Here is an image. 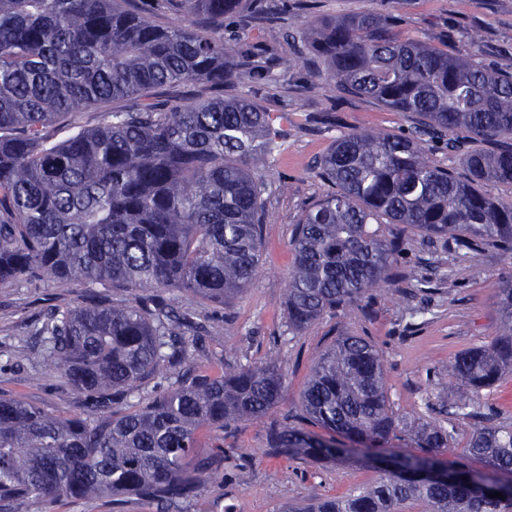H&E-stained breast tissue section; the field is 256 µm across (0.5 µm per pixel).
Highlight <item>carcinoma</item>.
Returning <instances> with one entry per match:
<instances>
[{
	"mask_svg": "<svg viewBox=\"0 0 512 512\" xmlns=\"http://www.w3.org/2000/svg\"><path fill=\"white\" fill-rule=\"evenodd\" d=\"M271 20L266 0H0V288L38 276L73 281L81 303L55 306L36 326L32 358L60 374L90 412L56 416L0 394V512L33 499L58 502L134 495L159 512L197 499L224 464V445L196 453L212 428L263 417L287 387L281 361L229 362L213 377L196 367L204 322L171 304L191 292L220 306L260 270L271 215L260 171L270 163L278 116L249 98L211 95L162 104L171 85L222 89L244 74L271 80L279 62L224 40V17ZM311 49L329 70L320 88L369 97L418 116L407 133L353 131L333 142L317 176L336 187L294 224V269L284 301L293 336L325 314L367 316L377 293H426L398 258L404 224L456 260L490 241L512 252V204L484 195L512 183V66L453 57L401 37L383 14L316 22ZM125 100L120 111L104 104ZM96 109L99 122L57 139L59 118ZM446 150L470 175L434 165ZM499 332L448 363L437 385L464 387L455 415L478 423L468 456L512 476V428L473 411L475 395L512 372V280L498 289ZM155 378L166 385L122 415L112 405ZM303 418L352 443L380 445L402 429L421 453L389 454L391 467L358 493L319 498L303 512H512V496L476 488L472 470L447 482L422 477L452 439L438 418L396 416L381 351L341 331L315 361L301 395ZM275 457L310 463L351 449L300 425L273 423Z\"/></svg>",
	"mask_w": 512,
	"mask_h": 512,
	"instance_id": "carcinoma-1",
	"label": "carcinoma"
}]
</instances>
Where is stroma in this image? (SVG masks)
Returning <instances> with one entry per match:
<instances>
[{
	"label": "stroma",
	"mask_w": 512,
	"mask_h": 512,
	"mask_svg": "<svg viewBox=\"0 0 512 512\" xmlns=\"http://www.w3.org/2000/svg\"><path fill=\"white\" fill-rule=\"evenodd\" d=\"M269 6L279 20L254 37L279 57L276 81L257 84L245 78L224 88L225 96L249 98L269 112L288 115L284 136L272 153L273 163L264 173L273 219L263 229L261 270L248 291L226 308L186 293L175 291L171 297L179 307H192L221 328L197 359L203 371L218 376L224 361L274 356L288 374V388L279 406L266 416L202 437L201 452L221 443L232 454L184 512H281L289 503L359 492L375 480L374 471L349 462L320 465L273 458L265 451L271 423L288 424L290 415L299 411L300 392L316 358L339 327L370 336L384 355L394 411L409 421L427 417V403L455 400L454 390L434 385V371L447 367L459 352L495 336L497 291L503 281L512 279V254L499 245H485L482 252L458 262L445 252L432 254L426 239L409 232L398 263L417 278L443 273L445 280L435 292L407 300L382 296L371 316L342 320L327 315L304 335L289 334L283 300L294 262L293 225L302 209L329 189L315 174L316 161L341 134L365 129L403 133L414 119L367 97L340 93L330 98L313 91V75L323 64L313 54L306 62H297L287 28L303 31L324 18L378 12L393 16L403 37L435 44L455 57L502 66L512 64V0H270ZM79 297V287L63 281L25 279L18 287L0 289V392L23 396L52 415L85 414L81 399L59 374L34 363L29 352L34 322L49 307L73 304ZM26 512L155 510L128 495L112 501L94 498L54 504L35 499Z\"/></svg>",
	"instance_id": "1"
}]
</instances>
